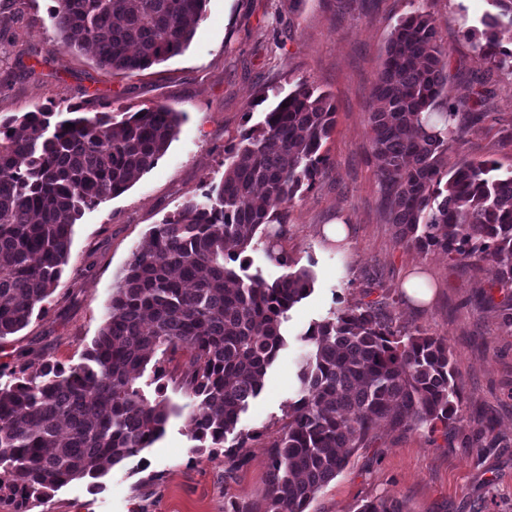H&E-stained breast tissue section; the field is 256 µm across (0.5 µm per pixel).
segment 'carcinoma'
<instances>
[{"instance_id": "1", "label": "carcinoma", "mask_w": 512, "mask_h": 512, "mask_svg": "<svg viewBox=\"0 0 512 512\" xmlns=\"http://www.w3.org/2000/svg\"><path fill=\"white\" fill-rule=\"evenodd\" d=\"M58 47L90 50L97 65L132 74L181 53L206 0H55ZM480 32L467 30L486 64L462 101H443L452 50L432 16L402 18L389 39L369 111L381 162L383 218L401 242L456 261L490 263L493 288H512V171L493 160L448 164L471 126L488 117L491 75L512 73L500 47L512 0H489ZM142 117H137V114ZM72 127L67 128L65 124ZM180 113L164 105L125 112L40 105L0 117V340L44 308L69 262L73 226L86 208L125 192L177 137ZM336 104L301 83L245 129L225 154L222 180L153 225L118 276L106 320L83 362L29 360L0 382V492L26 504L80 479H96L150 447L175 406L162 361L190 354L181 379L191 435L213 448L236 430L285 345L282 322L313 290L300 268L273 282L238 274L257 229L277 224L311 188L327 158ZM300 340L297 400L270 443L264 512H305L315 495L374 442L381 421L448 435L461 385L447 340L400 329L382 302L346 305L309 325ZM153 367L154 395L139 386ZM358 512H405L388 497Z\"/></svg>"}]
</instances>
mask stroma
I'll use <instances>...</instances> for the list:
<instances>
[{"instance_id": "1", "label": "stroma", "mask_w": 512, "mask_h": 512, "mask_svg": "<svg viewBox=\"0 0 512 512\" xmlns=\"http://www.w3.org/2000/svg\"><path fill=\"white\" fill-rule=\"evenodd\" d=\"M53 0H0V116L34 106L86 105L92 111H137L162 104L181 115L176 139L123 194L85 211L74 226L69 262L44 311L0 340V364L19 355L80 362L105 319L118 275L153 225L221 181L224 150L269 109L264 92L305 83L330 94L336 126L324 142V174L289 209L283 248L314 276L312 294L287 314L286 344L239 431L254 440L247 461L232 467L223 447L193 440L187 413L171 414L164 436L100 478L99 491L73 481L27 512H224L230 502L261 507L268 446L280 435L298 372L308 354L302 333L329 311L380 300L398 325L448 340L462 388L460 417L449 436L380 423L371 447L320 490L306 512H357L364 501L390 497L405 512H512V327L500 308L507 292L485 303L496 270L472 267L432 251L407 248L380 216L379 163L370 142L368 109L388 40L417 9L433 17L452 50L444 97L465 98L483 69L466 28L486 0H370L341 14L337 0H207L190 45L179 55L133 74L96 65L90 54L65 52L49 19ZM488 118L474 127L449 162L495 160L512 169V75L498 76ZM342 221L348 246L329 243L324 225ZM427 276L431 300L413 302L403 284L413 269Z\"/></svg>"}]
</instances>
